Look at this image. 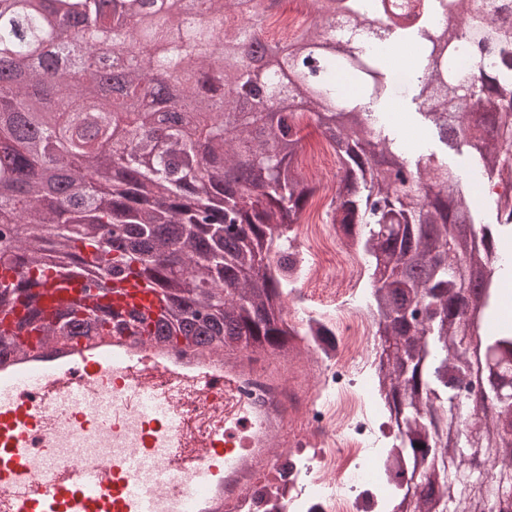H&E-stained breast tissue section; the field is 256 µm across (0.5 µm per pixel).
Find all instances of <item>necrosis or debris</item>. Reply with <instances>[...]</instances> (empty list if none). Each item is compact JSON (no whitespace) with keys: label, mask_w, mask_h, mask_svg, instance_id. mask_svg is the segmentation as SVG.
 Masks as SVG:
<instances>
[{"label":"necrosis or debris","mask_w":512,"mask_h":512,"mask_svg":"<svg viewBox=\"0 0 512 512\" xmlns=\"http://www.w3.org/2000/svg\"><path fill=\"white\" fill-rule=\"evenodd\" d=\"M311 22L308 0H289L287 10L264 13L261 29L288 44ZM305 246L313 261L286 303L290 321L302 329L311 318L327 317L333 348L312 353L319 367L318 401L293 424L296 461L288 472L273 469L255 485L269 491L287 485L280 512H309L314 502L319 512H358L360 487L379 495L387 486L375 462L380 442L375 421L384 405L378 399L366 402L358 391L362 385L375 388L378 338L366 305L354 300L364 276L356 251L340 244L332 224L307 225Z\"/></svg>","instance_id":"4bbe7bcc"}]
</instances>
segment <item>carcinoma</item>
<instances>
[{
	"label": "carcinoma",
	"mask_w": 512,
	"mask_h": 512,
	"mask_svg": "<svg viewBox=\"0 0 512 512\" xmlns=\"http://www.w3.org/2000/svg\"><path fill=\"white\" fill-rule=\"evenodd\" d=\"M16 17L0 0V50L17 57L0 74L19 79L3 103L0 125V312L18 297L30 311L0 328V347L22 333L89 336L116 320L112 306L72 307L47 322L35 311L32 286L53 274L78 273L93 287L130 276L159 289L163 311L156 339L168 343L241 345L296 357L297 332L282 317L304 257L294 226L316 192L295 165L304 150L306 115L336 152L341 172L331 223L362 254L387 353L386 402L408 408L411 426L386 451L391 480L420 474L413 512H487L512 484V328L480 333L479 318L498 313L497 284L512 278L503 242L512 238V206L497 199L496 223L468 204L460 174L434 151L412 156L390 135L382 110L397 96L445 147L469 148L488 181L512 179V25L467 14L465 0H425L419 21L392 20L365 30L386 0H330L353 15L354 46L314 23L277 53L286 72L252 64L257 28L234 19L258 14L254 0H203L209 15L184 13L178 0H45ZM448 22L431 20L436 8ZM467 15L464 28L453 19ZM74 27L85 54L136 44L139 65L121 94L97 80L77 85L74 68L26 63V45L51 27ZM468 39L476 72L450 65L455 43ZM372 43L415 46L398 80ZM182 79L189 96L159 114L140 109L154 95L150 80ZM263 86L275 103L266 125L240 99ZM115 155L107 190L86 164ZM72 169L70 191L41 204L57 166ZM414 177L406 186L385 169ZM24 226L21 237L15 227Z\"/></svg>",
	"instance_id": "obj_1"
}]
</instances>
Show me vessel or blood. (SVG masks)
I'll return each instance as SVG.
<instances>
[{"label":"vessel or blood","mask_w":512,"mask_h":512,"mask_svg":"<svg viewBox=\"0 0 512 512\" xmlns=\"http://www.w3.org/2000/svg\"><path fill=\"white\" fill-rule=\"evenodd\" d=\"M38 293L46 318L87 300L76 281ZM112 306L155 317L160 294L125 279ZM313 370L273 354L160 347L136 325L77 343L17 337L0 358V512H228L279 466L296 414L315 402ZM185 387L202 400L203 434L180 420ZM220 389L239 393L231 411L213 404Z\"/></svg>","instance_id":"b4317fda"}]
</instances>
